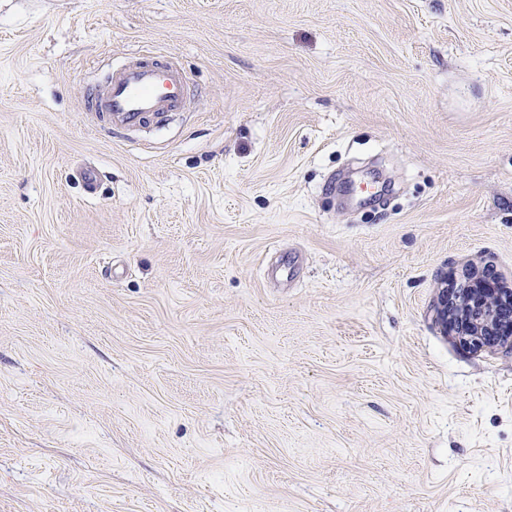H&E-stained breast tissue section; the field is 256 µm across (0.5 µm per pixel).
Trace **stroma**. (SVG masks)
<instances>
[{"instance_id": "35a3bbf8", "label": "stroma", "mask_w": 512, "mask_h": 512, "mask_svg": "<svg viewBox=\"0 0 512 512\" xmlns=\"http://www.w3.org/2000/svg\"><path fill=\"white\" fill-rule=\"evenodd\" d=\"M141 49L187 110L96 128ZM476 267L512 0H0V512H512V352L436 321Z\"/></svg>"}]
</instances>
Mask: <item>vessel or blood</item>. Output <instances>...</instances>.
I'll return each mask as SVG.
<instances>
[{
	"label": "vessel or blood",
	"mask_w": 512,
	"mask_h": 512,
	"mask_svg": "<svg viewBox=\"0 0 512 512\" xmlns=\"http://www.w3.org/2000/svg\"><path fill=\"white\" fill-rule=\"evenodd\" d=\"M189 81L175 60L148 62L135 57L88 87L86 109L113 132L162 125L170 113L183 111Z\"/></svg>",
	"instance_id": "vessel-or-blood-1"
}]
</instances>
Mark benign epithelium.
Listing matches in <instances>:
<instances>
[{
	"label": "benign epithelium",
	"instance_id": "obj_1",
	"mask_svg": "<svg viewBox=\"0 0 512 512\" xmlns=\"http://www.w3.org/2000/svg\"><path fill=\"white\" fill-rule=\"evenodd\" d=\"M438 319L457 330L468 347L512 346V290L468 288L442 290Z\"/></svg>",
	"mask_w": 512,
	"mask_h": 512
}]
</instances>
